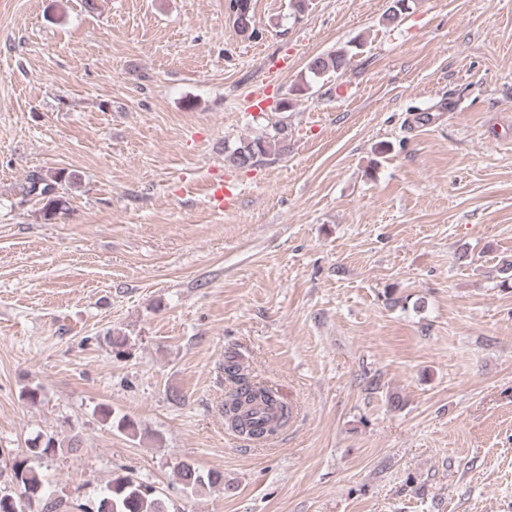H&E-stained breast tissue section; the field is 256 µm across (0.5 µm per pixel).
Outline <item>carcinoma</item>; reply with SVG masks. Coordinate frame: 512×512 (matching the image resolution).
I'll return each mask as SVG.
<instances>
[{
  "mask_svg": "<svg viewBox=\"0 0 512 512\" xmlns=\"http://www.w3.org/2000/svg\"><path fill=\"white\" fill-rule=\"evenodd\" d=\"M236 10L234 24L238 31L246 34L253 26L252 0H232ZM354 47L340 48L333 53L313 57L307 64V74L301 77L298 90L312 88V84L329 74L343 72L351 59ZM288 150L285 127H276L266 137L240 143L231 153L234 166L246 169L271 154L277 155ZM77 177L63 170L52 173L30 174L25 188L26 194L39 198L41 212L46 220H53L68 206L65 193L58 192L62 183H73ZM224 422L237 433L248 438H260L272 427L281 428L292 414L271 387L255 380L244 363L236 356L224 360ZM98 413L103 422L120 431L135 429L132 419L123 416L112 417V408L100 406ZM80 439L76 434L39 433L28 440L27 456L16 458L12 464V482L15 492L0 491V512H53L59 504L43 500L45 479L40 470V461L56 455L63 448H79ZM175 475L183 489L197 492L205 487H214L223 481L221 473L204 472L192 461H181L175 466ZM88 512H170L168 499L152 487L139 481L131 473L118 475L110 481L107 492Z\"/></svg>",
  "mask_w": 512,
  "mask_h": 512,
  "instance_id": "cac0c4a2",
  "label": "carcinoma"
}]
</instances>
